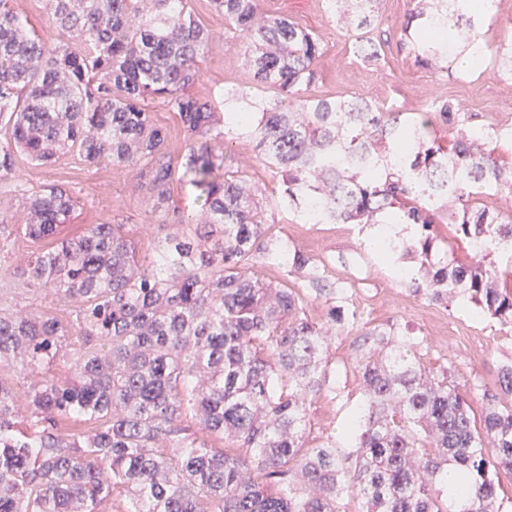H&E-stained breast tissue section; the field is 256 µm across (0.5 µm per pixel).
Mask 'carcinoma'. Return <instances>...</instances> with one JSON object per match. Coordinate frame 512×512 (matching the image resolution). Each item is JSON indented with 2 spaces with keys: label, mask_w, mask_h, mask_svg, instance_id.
<instances>
[{
  "label": "carcinoma",
  "mask_w": 512,
  "mask_h": 512,
  "mask_svg": "<svg viewBox=\"0 0 512 512\" xmlns=\"http://www.w3.org/2000/svg\"><path fill=\"white\" fill-rule=\"evenodd\" d=\"M0 0V182L69 155L136 169L160 232L148 262L122 224L64 232L80 199L62 186L29 189V222L0 219V251L38 245L28 263L0 261V512H508L498 475L512 474V404L485 396L482 420L466 384L425 361L399 327L356 323L352 284L266 235L274 207L308 224H357L361 246L424 298L512 330V216L481 202L512 192L503 131L469 125L448 101L450 140L426 113L384 112L358 97L312 92L322 38L267 15L260 0H210L253 82L202 98L209 35L186 0H45L49 42ZM354 52L378 0H326ZM476 0H420L400 38L416 60L448 68L464 54H503L484 39ZM224 102V115L215 101ZM183 130L181 174L153 105ZM248 139L279 182L267 194L226 169L230 141ZM201 214L175 205V176ZM452 224L472 253L438 252ZM260 258L306 279L334 323L359 336L361 396L340 433L310 441L313 398L337 394L328 337L301 289L264 282ZM18 282L30 298L71 301L69 319L4 309ZM67 365L55 373L58 362ZM215 438L226 443L216 448Z\"/></svg>",
  "instance_id": "1"
}]
</instances>
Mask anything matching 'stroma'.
Masks as SVG:
<instances>
[{
    "label": "stroma",
    "instance_id": "stroma-1",
    "mask_svg": "<svg viewBox=\"0 0 512 512\" xmlns=\"http://www.w3.org/2000/svg\"><path fill=\"white\" fill-rule=\"evenodd\" d=\"M188 3L210 37L209 54L201 63L202 76L192 86V94L207 96L227 84L250 82V73L227 45L223 14L213 9L210 0ZM262 5L265 11L323 37L324 53L313 86L316 94L359 96L386 111L408 114L431 111L439 101L448 100L471 115L473 125L492 123L512 129V78L495 65L466 71L453 64L440 71L419 65L413 51L399 46L395 26L413 9V0H380L371 35L384 46L373 61L354 54L351 37L328 12L324 0H263ZM20 168L18 182L0 183V215L10 223L27 221L24 188L59 185L81 197L67 221L68 230L85 224H121L139 257L151 255L156 239L150 193L137 170L88 165L68 157L47 166L24 162ZM265 220L271 233L289 248L322 261L330 278L352 283L348 306L356 310L359 322L392 324L423 337L427 362L455 371L469 389L473 410H481L484 392H496L501 365L512 361V331L411 293L399 284L392 268L361 250L362 236L354 225L306 224L275 208L266 212ZM307 314L329 334V370L342 391L340 397L323 393L312 402V434L322 438L337 432L360 395L356 337L328 320L321 301H310Z\"/></svg>",
    "mask_w": 512,
    "mask_h": 512
}]
</instances>
